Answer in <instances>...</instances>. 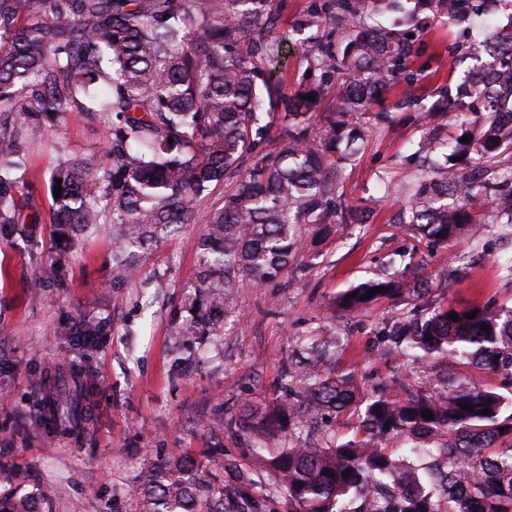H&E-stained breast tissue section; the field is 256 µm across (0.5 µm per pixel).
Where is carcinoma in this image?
I'll return each mask as SVG.
<instances>
[{"instance_id": "obj_1", "label": "carcinoma", "mask_w": 512, "mask_h": 512, "mask_svg": "<svg viewBox=\"0 0 512 512\" xmlns=\"http://www.w3.org/2000/svg\"><path fill=\"white\" fill-rule=\"evenodd\" d=\"M414 3L408 10L402 0H312L290 33L310 32L306 63L316 79L290 89L270 76L285 0H0V226L42 223L28 172L43 119L57 126L95 119L107 130L109 165L90 152L61 158L51 171V187L62 191L52 198L50 223L61 234L112 225L115 258L129 274L128 246L195 223L198 204L229 181L200 242L203 262L224 275L226 288L277 280L304 225L326 228L331 215L361 222L340 202L341 175L363 139L361 116L416 82L414 44L402 27L418 23L422 10L450 26L488 31L470 50L476 65L467 82L439 92L424 118L468 102L487 116L462 131L470 139L452 154L426 133L408 224L427 245L454 240L475 229L481 196L512 224V173L481 183L453 163L472 155L487 168L512 152V127L500 121L512 114V0ZM496 13L509 23L497 24ZM329 88L333 115L322 122L316 112ZM265 113L281 121L275 152L264 150L272 126L261 124ZM450 195L458 207L448 208ZM376 287L402 293L400 279L384 274L346 291L342 307L361 310ZM382 336L412 366L451 361L512 380V308L425 302L418 317ZM331 345L312 346L315 357L290 375L297 388L286 390L273 416L252 422L258 448L285 428L295 436L272 462L289 512H512V397L464 375L399 381L396 393L367 401L350 439L326 447L302 441L316 418L355 402L353 373L320 371ZM43 412L74 427L79 397L48 401ZM146 497L145 512H245L247 505L238 488L203 483L190 465L156 476ZM0 512L36 510L28 498L10 496L0 498Z\"/></svg>"}]
</instances>
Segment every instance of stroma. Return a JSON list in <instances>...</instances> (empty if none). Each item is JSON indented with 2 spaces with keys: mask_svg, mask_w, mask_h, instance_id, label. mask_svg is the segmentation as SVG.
<instances>
[{
  "mask_svg": "<svg viewBox=\"0 0 512 512\" xmlns=\"http://www.w3.org/2000/svg\"><path fill=\"white\" fill-rule=\"evenodd\" d=\"M308 4L286 0L281 18L288 40L277 73L293 87L306 79V46L289 29ZM458 42L457 29L440 21L417 37L413 98L391 91L385 117L363 116L366 136L343 175L347 203L369 208L370 222L306 230L280 284L233 289L224 305L203 287L199 237L223 201L220 185L199 203L195 223L139 250L131 278L112 261L108 224L64 244L50 223L0 236V494L31 497L41 512H144L156 472L190 463L207 483L248 484L259 512H288L269 462L289 439L269 437L254 453L246 422L284 397L288 361L302 343L334 338L325 371L354 373L369 396L408 371L381 330L412 315L417 281L434 280V303L512 307V224L485 206L476 234L431 247L407 225L422 111L434 89L461 81ZM36 140L35 201L46 211L57 159L104 153L106 135L99 122L77 120ZM51 265L57 279L30 287ZM386 266L405 273L409 292L359 313L338 309L343 291ZM86 325L96 333L90 345L73 337ZM76 386L79 434L40 420L46 397Z\"/></svg>",
  "mask_w": 512,
  "mask_h": 512,
  "instance_id": "stroma-1",
  "label": "stroma"
}]
</instances>
